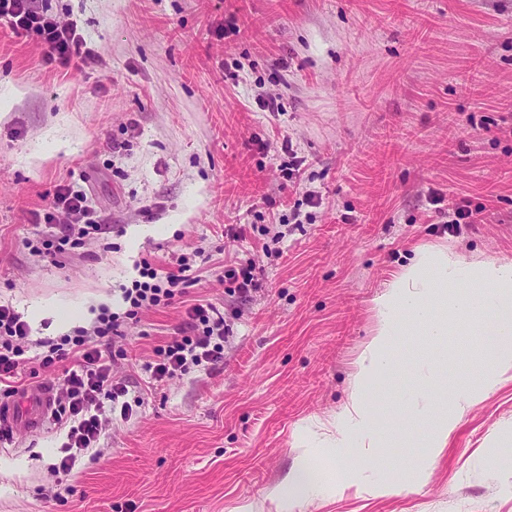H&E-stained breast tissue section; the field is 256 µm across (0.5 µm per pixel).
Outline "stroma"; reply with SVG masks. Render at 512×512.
Instances as JSON below:
<instances>
[{
    "instance_id": "stroma-1",
    "label": "stroma",
    "mask_w": 512,
    "mask_h": 512,
    "mask_svg": "<svg viewBox=\"0 0 512 512\" xmlns=\"http://www.w3.org/2000/svg\"><path fill=\"white\" fill-rule=\"evenodd\" d=\"M45 2L98 62L46 65L37 37L0 28V304L53 338L34 303L117 308L141 259L186 256L199 281L126 328L112 371L140 402L127 421L103 412L98 455L60 477L56 425L0 440V512H278L302 458L336 489L295 512H512V379L485 388L469 332H449L442 367L404 333L358 378L375 300L418 246L512 262V0ZM63 185L112 230L55 265L26 242ZM451 203L479 223H441ZM249 259L256 288L229 291L225 267ZM199 300L224 311L223 360L152 379L145 362ZM463 389L469 408L429 448ZM357 390L387 438L361 467L314 437ZM392 471L405 488L374 493Z\"/></svg>"
}]
</instances>
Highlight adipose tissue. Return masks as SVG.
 Wrapping results in <instances>:
<instances>
[{
    "label": "adipose tissue",
    "mask_w": 512,
    "mask_h": 512,
    "mask_svg": "<svg viewBox=\"0 0 512 512\" xmlns=\"http://www.w3.org/2000/svg\"><path fill=\"white\" fill-rule=\"evenodd\" d=\"M474 286L483 287L482 296L471 294ZM378 305V327L360 361L361 377L371 376L384 365L401 324H408L433 344H442L448 336L446 313L451 308L467 319L473 335L481 339L491 370L487 385L512 373V263L467 261L449 256L447 247L425 245L394 275ZM353 426H373L365 396L352 398L337 421V437L331 442L332 447L352 450L362 459L365 451L349 439Z\"/></svg>",
    "instance_id": "ef3b65f1"
}]
</instances>
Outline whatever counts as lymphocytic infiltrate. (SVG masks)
Returning a JSON list of instances; mask_svg holds the SVG:
<instances>
[{
    "mask_svg": "<svg viewBox=\"0 0 512 512\" xmlns=\"http://www.w3.org/2000/svg\"><path fill=\"white\" fill-rule=\"evenodd\" d=\"M0 24L16 37L37 35L44 48V61L64 69L77 70L91 66L94 55L86 50V40L76 25L60 24L46 9L35 6V0H0ZM35 223L49 231L32 246L51 263L83 247L104 230L87 205L85 192L68 186L60 187L44 212L35 214ZM139 277L122 287L123 312L102 309L91 327L77 329L74 335L60 340H41L45 353L40 365L49 368L71 361L58 385L65 399L56 403L54 421L66 431V448L70 454L59 468L69 471L75 462L74 451L97 447L103 435L101 401L109 399L120 407L121 419H128L132 407L126 403L128 388L114 378L112 358L117 338L123 327L140 322L144 309L168 307L183 296L191 282L189 266L178 260L175 267L162 270L149 261H141ZM189 332L170 337L154 351L146 368L152 378L174 379L191 368L218 362L224 357V314L212 303H195L186 308ZM31 327L13 308L0 305V385H11L28 371L30 361L24 352L31 342Z\"/></svg>",
    "mask_w": 512,
    "mask_h": 512,
    "instance_id": "obj_1",
    "label": "lymphocytic infiltrate"
}]
</instances>
